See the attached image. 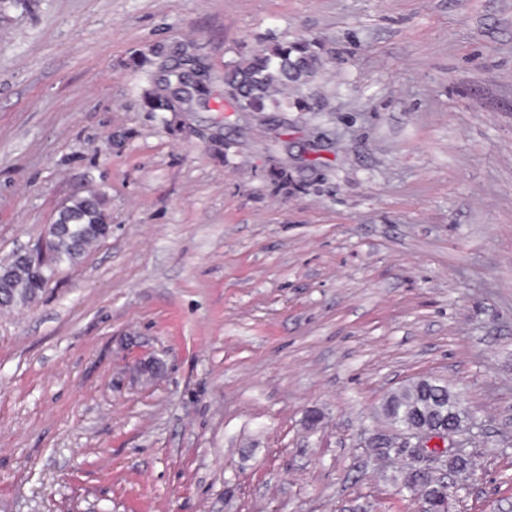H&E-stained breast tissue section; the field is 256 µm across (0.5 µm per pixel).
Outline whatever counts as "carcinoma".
<instances>
[{"mask_svg": "<svg viewBox=\"0 0 512 512\" xmlns=\"http://www.w3.org/2000/svg\"><path fill=\"white\" fill-rule=\"evenodd\" d=\"M326 58L317 38L293 42L273 40L249 56L224 68V99L245 112H312L315 110L311 86L323 72ZM210 79L200 77L196 85L172 95V80L168 75L153 77L151 91L154 109L163 112H192L209 94ZM104 208L100 197H78L62 214L67 222L57 242L56 264L75 265L94 242L106 237L103 225ZM52 270L34 274L17 261L0 274V306L29 302L43 292ZM459 396L447 384L432 378L427 384L410 386L393 395L383 405L385 420L402 423L412 421L418 411L441 408L447 413L443 425L453 429L461 414L456 412ZM435 466L424 469L412 466L407 471L405 485L419 487L423 506L436 505L447 491L444 480L436 475L441 470L466 471L471 459L448 461L441 454Z\"/></svg>", "mask_w": 512, "mask_h": 512, "instance_id": "obj_1", "label": "carcinoma"}]
</instances>
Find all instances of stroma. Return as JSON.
<instances>
[{
	"mask_svg": "<svg viewBox=\"0 0 512 512\" xmlns=\"http://www.w3.org/2000/svg\"><path fill=\"white\" fill-rule=\"evenodd\" d=\"M301 36L322 111L224 100ZM94 192L0 308V512H420L368 442L423 376L480 425L451 512H512V0H0V260ZM210 76L200 75V81L195 86L189 87L187 92H182L180 98L172 95L170 75H155L153 77V89L150 92L154 110L163 112H192L196 106L201 105L209 94ZM103 200L94 195L78 197L69 207L63 208L61 218L68 224L63 235L57 242V236L61 233L54 224H59L58 219L48 225L42 242L38 247L23 253L27 265L32 271L43 270L53 264L75 265L84 255L87 248L94 242L106 238L103 225L104 208ZM57 247V253H56ZM57 256V257H56ZM54 270V269H53ZM53 270L33 274L20 262L19 257L10 270L0 276V306L29 302L43 292Z\"/></svg>",
	"mask_w": 512,
	"mask_h": 512,
	"instance_id": "35a3bbf8",
	"label": "stroma"
}]
</instances>
